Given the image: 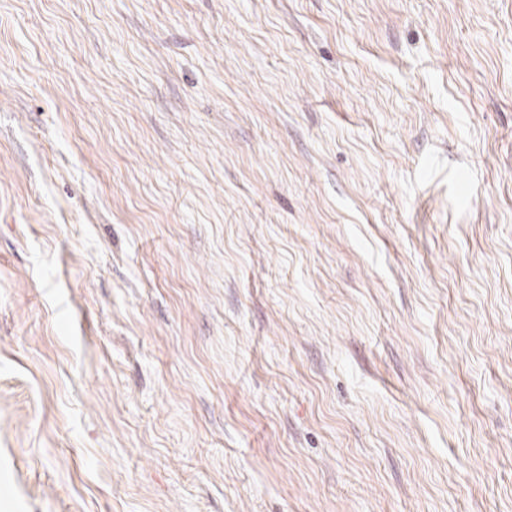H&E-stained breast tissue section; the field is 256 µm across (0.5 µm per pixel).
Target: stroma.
<instances>
[{"mask_svg":"<svg viewBox=\"0 0 512 512\" xmlns=\"http://www.w3.org/2000/svg\"><path fill=\"white\" fill-rule=\"evenodd\" d=\"M0 512H512V0H0Z\"/></svg>","mask_w":512,"mask_h":512,"instance_id":"obj_1","label":"stroma"}]
</instances>
